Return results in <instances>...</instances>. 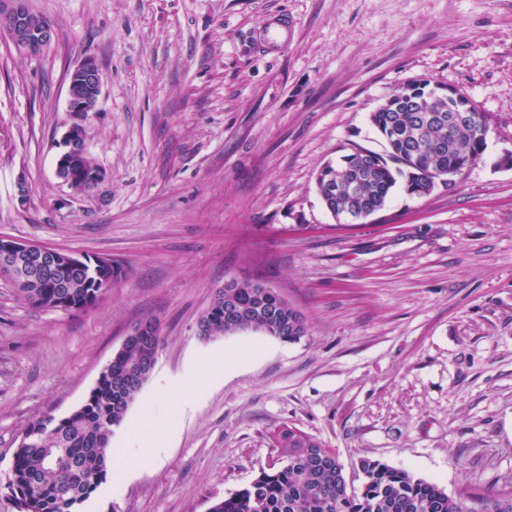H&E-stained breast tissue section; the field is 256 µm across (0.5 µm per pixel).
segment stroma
I'll list each match as a JSON object with an SVG mask.
<instances>
[{
	"label": "stroma",
	"instance_id": "35a3bbf8",
	"mask_svg": "<svg viewBox=\"0 0 512 512\" xmlns=\"http://www.w3.org/2000/svg\"><path fill=\"white\" fill-rule=\"evenodd\" d=\"M55 40L0 36V235L119 262L98 304L40 310L0 276V512L19 434L78 409L137 323L162 336L151 378L115 429L139 469L87 512H208L280 466L292 428L336 451L352 488L379 460L478 500L512 492V0H27ZM287 17L272 46L266 25ZM103 77L89 149L105 171L75 192L55 174L70 71ZM426 78L488 118L486 149L453 188L396 189L340 222L314 175L358 145L369 114ZM26 185L27 199L17 188ZM258 280L299 310L284 342H209L215 291ZM233 366L183 410L161 390L215 355ZM171 428L160 456L131 435Z\"/></svg>",
	"mask_w": 512,
	"mask_h": 512
}]
</instances>
